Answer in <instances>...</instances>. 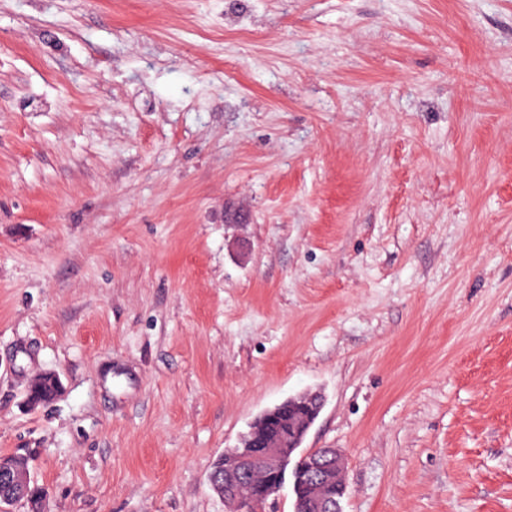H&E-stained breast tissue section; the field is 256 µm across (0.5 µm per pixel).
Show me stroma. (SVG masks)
Wrapping results in <instances>:
<instances>
[{"instance_id":"obj_1","label":"stroma","mask_w":512,"mask_h":512,"mask_svg":"<svg viewBox=\"0 0 512 512\" xmlns=\"http://www.w3.org/2000/svg\"><path fill=\"white\" fill-rule=\"evenodd\" d=\"M308 391L343 512H512V0H0V454L224 512ZM301 401L293 398L280 407L274 409L277 415L271 421H266V416L259 418L252 430V436L256 443H260L265 438L279 435L288 425V421L294 420L301 415L297 404Z\"/></svg>"}]
</instances>
